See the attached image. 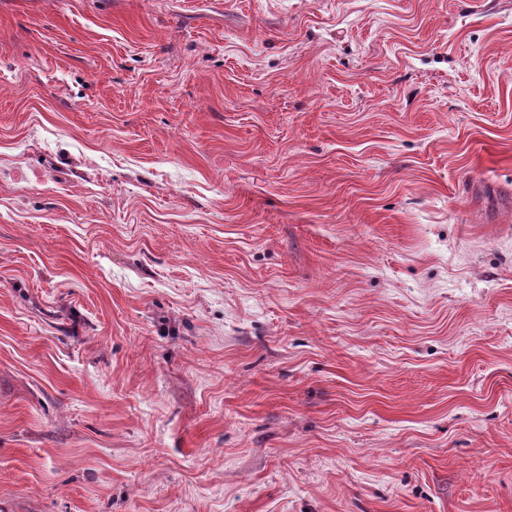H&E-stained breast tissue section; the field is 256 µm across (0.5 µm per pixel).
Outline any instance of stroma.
Here are the masks:
<instances>
[{"mask_svg": "<svg viewBox=\"0 0 512 512\" xmlns=\"http://www.w3.org/2000/svg\"><path fill=\"white\" fill-rule=\"evenodd\" d=\"M0 512H512V0H0Z\"/></svg>", "mask_w": 512, "mask_h": 512, "instance_id": "35a3bbf8", "label": "stroma"}]
</instances>
